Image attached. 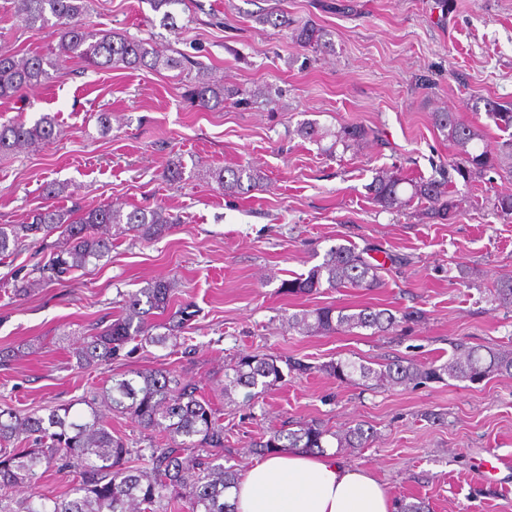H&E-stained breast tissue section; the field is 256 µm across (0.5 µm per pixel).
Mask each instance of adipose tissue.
I'll return each mask as SVG.
<instances>
[{
    "instance_id": "obj_1",
    "label": "adipose tissue",
    "mask_w": 512,
    "mask_h": 512,
    "mask_svg": "<svg viewBox=\"0 0 512 512\" xmlns=\"http://www.w3.org/2000/svg\"><path fill=\"white\" fill-rule=\"evenodd\" d=\"M237 512H396L370 472L328 455L280 452L239 476Z\"/></svg>"
}]
</instances>
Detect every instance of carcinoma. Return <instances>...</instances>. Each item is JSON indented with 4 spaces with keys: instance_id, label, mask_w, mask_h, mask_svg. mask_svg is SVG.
<instances>
[{
    "instance_id": "carcinoma-1",
    "label": "carcinoma",
    "mask_w": 512,
    "mask_h": 512,
    "mask_svg": "<svg viewBox=\"0 0 512 512\" xmlns=\"http://www.w3.org/2000/svg\"><path fill=\"white\" fill-rule=\"evenodd\" d=\"M14 9L21 24L33 33L56 28L59 55L76 58L89 68H196L197 76L187 89L192 104L210 109L232 98L242 103L239 89L211 79L201 63L188 56L164 57L147 40L89 28L83 22L87 0H14ZM259 22L291 30L292 41L315 54L332 50L323 28L312 21L294 25L288 12L278 5L260 14ZM55 66L56 60L50 57H20L1 44L0 98L18 99L26 90L49 82L50 69ZM481 102L498 128L504 132L512 129V103L497 98H483ZM431 119L456 148L446 175L439 180H407L397 172L381 170L366 186L368 199L375 206L391 210L424 200L430 205L431 218L446 221L459 207L448 191L453 178L474 181L500 167L503 160H512V143L505 145L504 155L494 153L485 144L482 130L462 122L455 113L434 112ZM56 134L54 119L47 115L30 125L22 119L1 122L0 154L47 145ZM369 134L370 129L361 124H347L334 133V145L348 149L367 140ZM211 178L228 197L246 194L264 180L262 172L249 165L214 169ZM176 223L177 219L162 207H135L125 212L112 204L70 209L50 205L34 212L24 224H0V260L14 256L29 238L49 250L14 272V291L24 295L61 282L73 271L107 257L114 240L132 232L149 242L164 236ZM56 233L59 239L48 242ZM381 286L377 265L356 248L338 244L330 247L322 262L307 274L281 280L279 290L306 295L323 287L373 290ZM172 291L173 282L159 279L127 295L121 314L106 325H93L74 347L78 366L107 365L133 341L163 347L186 345L191 337L181 335V331L196 316L190 306L174 311L163 333L157 332L161 325L153 321L154 314L167 312ZM493 301L512 310V278L499 282ZM419 318L416 310L398 318L387 308L317 307L289 315L287 324L288 329L303 336L354 329L389 333L401 323ZM285 369L290 375L304 374L312 366L295 359L241 354L224 367V399L232 403L233 395L243 390L248 402L281 382ZM320 370L342 383L372 382L379 387L443 382L447 378L475 383L494 374L512 375V349L460 347L442 364L396 361L374 368L353 361H330ZM100 401L113 412L130 415L145 429L164 432V443L149 448L151 468L130 465L132 449L127 441L112 434V427L93 406L89 417L78 421L70 419V409L64 405L48 409L45 415H21L0 408V512H163L181 502L186 512H234L230 491L238 475L221 463L224 456L217 450L224 448V425L198 383L184 381L166 370L132 369L112 376L111 386L102 392ZM370 438V429L362 423L338 433L312 420L295 430L262 433L252 442L251 452L258 456L288 449L323 453L331 439L341 449L363 448ZM49 471L75 474L73 496L44 497L36 503L30 497L19 500L11 494L13 488L34 484Z\"/></svg>"
}]
</instances>
